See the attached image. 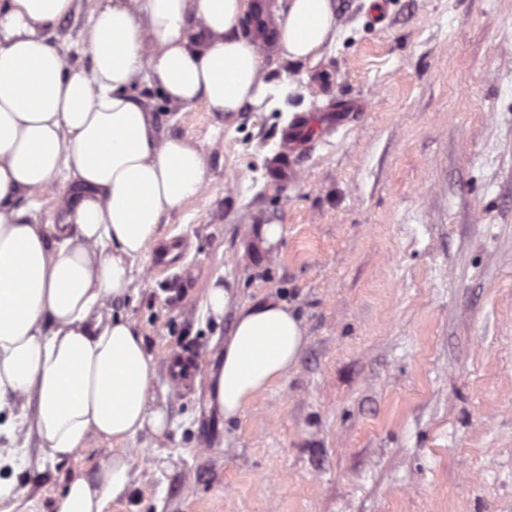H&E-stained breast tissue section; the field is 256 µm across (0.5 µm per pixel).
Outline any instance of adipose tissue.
Wrapping results in <instances>:
<instances>
[{
    "label": "adipose tissue",
    "mask_w": 512,
    "mask_h": 512,
    "mask_svg": "<svg viewBox=\"0 0 512 512\" xmlns=\"http://www.w3.org/2000/svg\"><path fill=\"white\" fill-rule=\"evenodd\" d=\"M75 0H0V468L19 469L16 419L52 461L90 437L119 443L163 433L156 368L133 324L113 315L135 260L165 218L206 185L202 152L159 138L136 80L173 104L234 113L269 92L255 44L238 31L245 0H108L92 17L90 69L48 38ZM288 60H319L336 39L332 0H285ZM65 180L58 224L43 232L18 199ZM304 347L300 322L270 297L241 307L210 372V396L240 416L283 378ZM131 458L113 454L71 480L55 512H104L128 487Z\"/></svg>",
    "instance_id": "obj_1"
}]
</instances>
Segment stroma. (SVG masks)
Instances as JSON below:
<instances>
[{
	"label": "stroma",
	"instance_id": "1",
	"mask_svg": "<svg viewBox=\"0 0 512 512\" xmlns=\"http://www.w3.org/2000/svg\"><path fill=\"white\" fill-rule=\"evenodd\" d=\"M333 3L319 61L263 58L261 106L224 115L130 88L161 136L203 152L207 185L112 303L156 362L169 426L125 443L129 490L105 512H512V0ZM100 5L76 0L49 39L84 68ZM355 98L366 111L296 160L298 182L276 180L291 117ZM260 224L281 226L276 246L261 247ZM178 238L179 276L158 268ZM215 279L229 292L218 320L204 308ZM267 297L295 311L306 344L224 418L207 370L238 310ZM183 350L198 374L180 396L168 361ZM23 453L0 512H53L113 445L93 438L54 463L33 437Z\"/></svg>",
	"mask_w": 512,
	"mask_h": 512
}]
</instances>
